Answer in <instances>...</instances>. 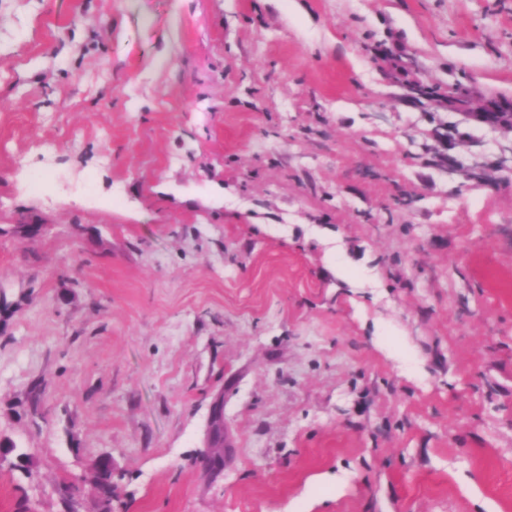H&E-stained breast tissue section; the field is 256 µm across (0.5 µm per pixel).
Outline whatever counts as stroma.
<instances>
[{
  "label": "stroma",
  "mask_w": 512,
  "mask_h": 512,
  "mask_svg": "<svg viewBox=\"0 0 512 512\" xmlns=\"http://www.w3.org/2000/svg\"><path fill=\"white\" fill-rule=\"evenodd\" d=\"M492 100L512 0H0V512H512Z\"/></svg>",
  "instance_id": "stroma-1"
}]
</instances>
